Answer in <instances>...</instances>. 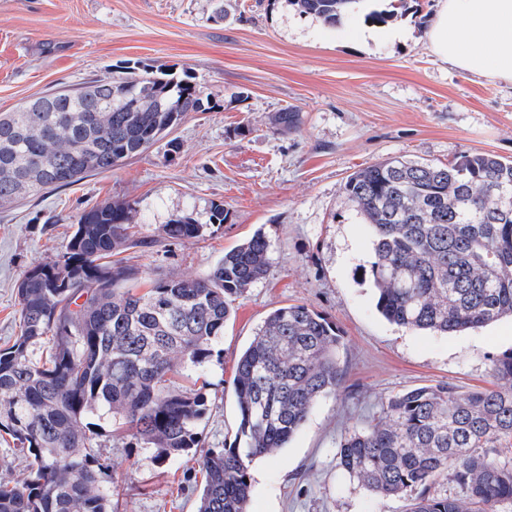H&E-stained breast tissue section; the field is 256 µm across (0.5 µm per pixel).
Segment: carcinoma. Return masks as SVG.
Masks as SVG:
<instances>
[{
  "label": "carcinoma",
  "mask_w": 512,
  "mask_h": 512,
  "mask_svg": "<svg viewBox=\"0 0 512 512\" xmlns=\"http://www.w3.org/2000/svg\"><path fill=\"white\" fill-rule=\"evenodd\" d=\"M328 27L359 11L382 24L373 0H289ZM85 97L46 95V112L0 113V207L109 171L165 138L186 112L211 109L185 74L160 64L117 67L78 85ZM143 93L148 105L130 107ZM343 192L374 233L368 268L376 309L413 331L456 333L512 317V162L489 153L448 164L395 158L350 174ZM129 203L83 212L62 259L17 286L20 332L0 348V432L31 458L17 483L0 477V512H112L85 417L122 420L158 458L201 449L197 512H248L250 466L286 447L316 402L341 391L337 326L302 304L271 311L242 351L233 381V443L202 448L204 398L175 386L224 335L234 301L262 279L270 244L257 231L197 278L167 277L137 291L136 272L108 261L129 245ZM191 215L166 224L164 240H192ZM42 347L40 358L34 349ZM339 466L405 512H512V353L493 362L486 387L419 386L382 405L346 434ZM448 473L464 494L432 492Z\"/></svg>",
  "instance_id": "carcinoma-1"
}]
</instances>
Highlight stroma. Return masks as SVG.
Listing matches in <instances>:
<instances>
[{
    "label": "stroma",
    "mask_w": 512,
    "mask_h": 512,
    "mask_svg": "<svg viewBox=\"0 0 512 512\" xmlns=\"http://www.w3.org/2000/svg\"><path fill=\"white\" fill-rule=\"evenodd\" d=\"M214 16L210 0H0V113L116 66L166 64L189 73L212 108L185 113L168 138L111 171L0 208V348L19 333L16 286L59 259L84 210L134 204L124 266L141 283L195 278L255 231L271 245L263 279L236 300L218 344L198 369V430L208 448L232 443L235 363L273 309L303 304L336 324L343 387L321 399L286 448L250 467L249 512H404L338 467L342 437L406 389L487 385L512 350V319L448 335L389 323L364 275L373 233L341 186L358 168L393 157L448 163L463 154L512 160V84L490 83L438 61L428 31L438 0H382L389 13L364 38L356 15L330 28L289 0H237ZM297 111L293 130L272 123ZM224 224H209L213 206ZM193 214L207 230L160 240L163 224ZM93 452L116 478L112 512H196V457L159 464L157 451L94 422Z\"/></svg>",
    "instance_id": "1"
}]
</instances>
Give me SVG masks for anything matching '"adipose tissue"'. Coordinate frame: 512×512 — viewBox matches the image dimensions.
<instances>
[{
  "label": "adipose tissue",
  "mask_w": 512,
  "mask_h": 512,
  "mask_svg": "<svg viewBox=\"0 0 512 512\" xmlns=\"http://www.w3.org/2000/svg\"><path fill=\"white\" fill-rule=\"evenodd\" d=\"M428 42L442 62L512 83V0H439Z\"/></svg>",
  "instance_id": "ef3b65f1"
}]
</instances>
